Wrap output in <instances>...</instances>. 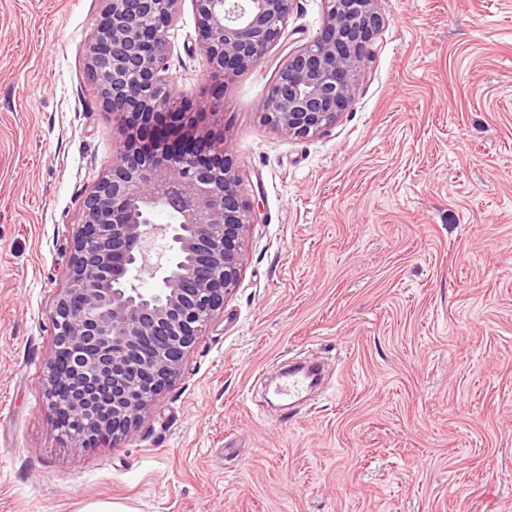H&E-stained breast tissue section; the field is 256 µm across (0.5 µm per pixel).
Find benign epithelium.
<instances>
[{
  "instance_id": "1",
  "label": "benign epithelium",
  "mask_w": 512,
  "mask_h": 512,
  "mask_svg": "<svg viewBox=\"0 0 512 512\" xmlns=\"http://www.w3.org/2000/svg\"><path fill=\"white\" fill-rule=\"evenodd\" d=\"M182 0H105L87 68L106 109L132 127L180 113L165 75L168 29ZM199 45L213 76L261 63L297 0H193ZM326 21L290 51L262 103L285 137L307 138L336 122L355 97L381 21L375 0H324ZM224 143L181 147L132 137L87 193L72 234L66 286L52 320L44 395L57 429L81 448L127 437L177 375L238 286L257 214L239 190ZM173 208L176 224H155ZM157 256L160 287L139 288Z\"/></svg>"
}]
</instances>
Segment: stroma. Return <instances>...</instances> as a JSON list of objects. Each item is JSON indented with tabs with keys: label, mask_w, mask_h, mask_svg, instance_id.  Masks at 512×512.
Wrapping results in <instances>:
<instances>
[{
	"label": "stroma",
	"mask_w": 512,
	"mask_h": 512,
	"mask_svg": "<svg viewBox=\"0 0 512 512\" xmlns=\"http://www.w3.org/2000/svg\"><path fill=\"white\" fill-rule=\"evenodd\" d=\"M104 0H0V512H512V0H376L364 78L324 134L260 118L323 0L256 67L210 78L192 0L183 110L220 103L258 219L237 288L145 418L75 447L43 394L86 194L126 124L86 71ZM312 358L291 406L272 375Z\"/></svg>",
	"instance_id": "obj_1"
}]
</instances>
